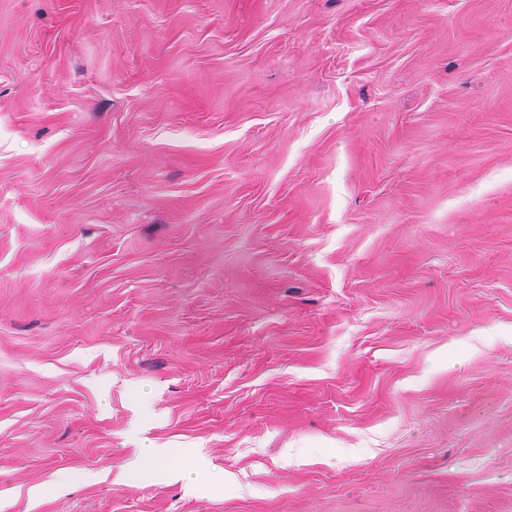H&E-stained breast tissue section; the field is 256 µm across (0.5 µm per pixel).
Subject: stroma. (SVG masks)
<instances>
[{
  "label": "stroma",
  "instance_id": "35a3bbf8",
  "mask_svg": "<svg viewBox=\"0 0 512 512\" xmlns=\"http://www.w3.org/2000/svg\"><path fill=\"white\" fill-rule=\"evenodd\" d=\"M0 512H512V0H0Z\"/></svg>",
  "mask_w": 512,
  "mask_h": 512
}]
</instances>
